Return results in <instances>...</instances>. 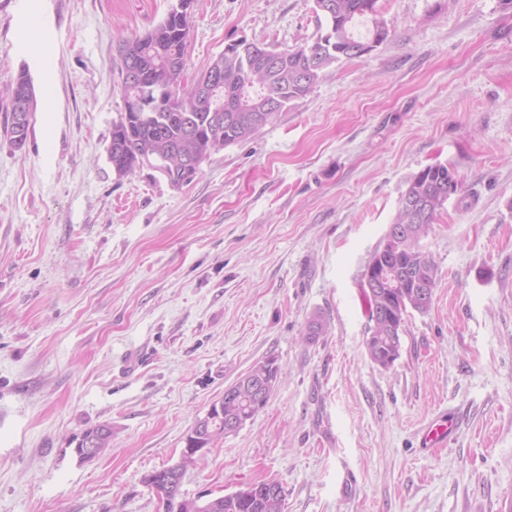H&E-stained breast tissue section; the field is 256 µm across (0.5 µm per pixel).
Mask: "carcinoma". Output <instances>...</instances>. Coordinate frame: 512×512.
I'll use <instances>...</instances> for the list:
<instances>
[{
	"mask_svg": "<svg viewBox=\"0 0 512 512\" xmlns=\"http://www.w3.org/2000/svg\"><path fill=\"white\" fill-rule=\"evenodd\" d=\"M377 0H314L317 33L308 40L279 50L265 44L238 41L216 57L201 73L188 94L182 93L185 56L190 41L191 16L171 8L165 19L143 36L123 42L119 48L122 98L140 97L143 112H122L112 122L109 161L118 177L160 161V174L173 187L190 183L211 153L248 140L271 123L279 112L305 98L326 69L342 59L359 57L352 49L364 44L373 48L390 33L387 23L377 18ZM371 20L369 37L356 36L361 19ZM135 67L142 83H128L127 72ZM6 111L10 112L4 134L11 147L23 149L36 111L35 92L26 70L6 86ZM28 104L31 111L24 123L14 117ZM462 183H448V167L429 165L407 184L401 198L417 199L422 207L410 215L398 204L396 223L414 224L413 237L388 234L384 239V265L371 267L372 275L391 284L389 288L364 291L369 314L365 347L368 356L382 367L400 356L401 336L408 311L429 310L439 280V268L432 255L420 249L425 235L448 199L461 192ZM280 372L273 357L256 363L231 385L234 395L224 398L222 413L209 419L210 441L193 437V448H205L226 434L225 424L243 426L267 403ZM112 427L103 424L74 438L75 451L82 459L88 442L109 447ZM164 491L165 512H187L186 500L178 499L180 487ZM286 492L278 481L249 483L239 490L201 504V512H285Z\"/></svg>",
	"mask_w": 512,
	"mask_h": 512,
	"instance_id": "1",
	"label": "carcinoma"
}]
</instances>
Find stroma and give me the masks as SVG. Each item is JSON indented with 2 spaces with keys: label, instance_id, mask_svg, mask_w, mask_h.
<instances>
[{
  "label": "stroma",
  "instance_id": "1",
  "mask_svg": "<svg viewBox=\"0 0 512 512\" xmlns=\"http://www.w3.org/2000/svg\"><path fill=\"white\" fill-rule=\"evenodd\" d=\"M18 3L0 90L27 70L37 111L23 150L0 132V512H164L144 476L269 357L267 404L198 454L184 498L274 480L285 512H512V0H377L384 42L179 188L108 160L119 47L174 0H40L23 24ZM313 7L197 0L186 84L228 44L313 36ZM437 163L462 181L419 241L439 282L384 368L363 274ZM438 415L457 430L422 447ZM102 424L111 448L80 459ZM81 437V438H80ZM100 440L97 448H88L86 443L89 441L94 443L96 440ZM112 440V428L107 424L98 425L94 428L85 430L81 436L73 439L76 442L75 451L81 459L89 460L95 457H88L82 453V448L90 455H97L99 449L102 452L105 448H108Z\"/></svg>",
  "mask_w": 512,
  "mask_h": 512
}]
</instances>
